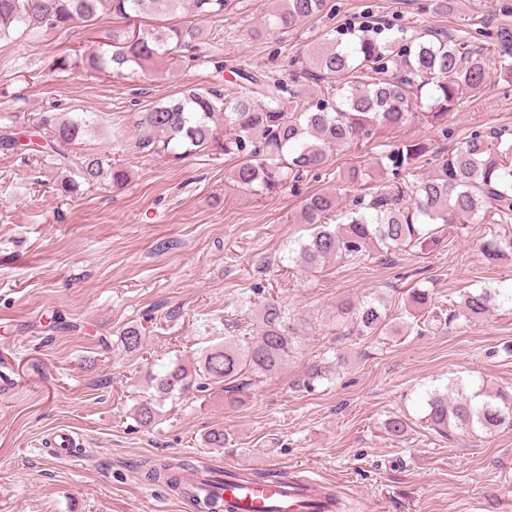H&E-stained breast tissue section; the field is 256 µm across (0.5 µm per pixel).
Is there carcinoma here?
Wrapping results in <instances>:
<instances>
[{"instance_id": "cac0c4a2", "label": "carcinoma", "mask_w": 512, "mask_h": 512, "mask_svg": "<svg viewBox=\"0 0 512 512\" xmlns=\"http://www.w3.org/2000/svg\"><path fill=\"white\" fill-rule=\"evenodd\" d=\"M327 0H279L264 16L275 32L294 29L322 13ZM233 0H0V41L23 37L31 43L48 32L81 24L91 27L102 15L124 21L108 33V49L85 54L57 55L50 70L96 73L111 69L132 74L173 73L187 67H208L216 82L192 85L165 102L137 113L134 123L140 151L178 159L208 153L237 159L231 180L238 187L276 194L326 166L328 152L352 143H367L382 127L398 126L422 116L452 137L448 113L460 107L463 91H478L488 77L484 57L468 41L453 37L435 40L401 32L382 37L374 26L348 28L321 39L308 54L307 65L287 79L265 70L236 68L224 79V44L213 26L224 20ZM500 73L512 79V29L496 34ZM374 73L364 81L363 70ZM316 89L308 91V75ZM230 86H224V82ZM433 85L427 111L417 112L421 92ZM89 121L67 112H40L30 121L0 127V146L17 148L34 160L49 161L57 191L66 195L79 184L125 185L129 171L116 162L80 149ZM512 141L502 135L474 130L460 145L436 161L433 172L413 180L407 175L433 161L425 140L401 143L377 158L380 178L352 165L339 173L341 187L350 192L348 207H339L335 191L315 193L301 210V223L314 225L298 244L296 256L308 267L330 261L359 260L373 248L395 253L406 247L425 248L435 242L433 227L471 218L479 224H506L512 219ZM485 255L495 260L512 253V236L488 240ZM425 289L409 294L414 321L408 329L421 334L441 323ZM505 303L512 289L481 288L462 294L461 305L448 299V319H477ZM345 336H371L385 327L386 317L368 300H345L337 306ZM232 335L200 350L197 361L179 360L150 377L152 391L134 407L137 422L148 427L157 406L189 387L207 391L217 386L224 403L244 401L253 377L278 372L295 349L297 332L288 307L273 297L259 305L252 323L224 320ZM119 341L135 354L143 347L139 328H125ZM457 397L433 390L427 394L425 426L442 438L458 430L491 433L512 426V393L487 385H453ZM409 427L401 416L389 417L387 435L404 436ZM180 462L151 467V480L163 479L180 493L194 497L178 481Z\"/></svg>"}]
</instances>
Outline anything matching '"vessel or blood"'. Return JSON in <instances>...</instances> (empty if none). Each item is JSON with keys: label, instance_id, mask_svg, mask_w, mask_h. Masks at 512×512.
<instances>
[{"label": "vessel or blood", "instance_id": "b4317fda", "mask_svg": "<svg viewBox=\"0 0 512 512\" xmlns=\"http://www.w3.org/2000/svg\"><path fill=\"white\" fill-rule=\"evenodd\" d=\"M47 443L53 455L70 458L77 446L74 431L58 429L50 433ZM245 465L224 470L225 512H336L332 499L322 492L321 481L300 475L285 484L243 482L248 473Z\"/></svg>", "mask_w": 512, "mask_h": 512}]
</instances>
